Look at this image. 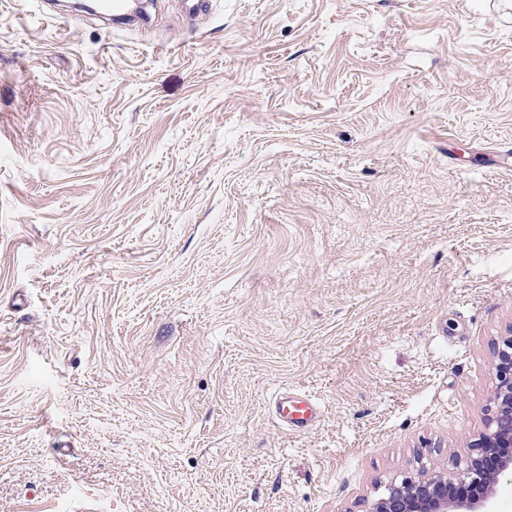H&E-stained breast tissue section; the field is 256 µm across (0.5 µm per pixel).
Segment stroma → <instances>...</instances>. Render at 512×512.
Masks as SVG:
<instances>
[{
  "mask_svg": "<svg viewBox=\"0 0 512 512\" xmlns=\"http://www.w3.org/2000/svg\"><path fill=\"white\" fill-rule=\"evenodd\" d=\"M180 2L0 0V512H364L496 391L512 0ZM275 413L290 430L305 433L322 415L320 405L306 395L284 392L275 400Z\"/></svg>",
  "mask_w": 512,
  "mask_h": 512,
  "instance_id": "1",
  "label": "stroma"
}]
</instances>
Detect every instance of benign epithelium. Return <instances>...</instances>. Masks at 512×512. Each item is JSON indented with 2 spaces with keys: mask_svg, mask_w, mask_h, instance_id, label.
Here are the masks:
<instances>
[{
  "mask_svg": "<svg viewBox=\"0 0 512 512\" xmlns=\"http://www.w3.org/2000/svg\"><path fill=\"white\" fill-rule=\"evenodd\" d=\"M498 386L483 431L452 468L392 480L365 512H508L498 498L512 478V329L493 343Z\"/></svg>",
  "mask_w": 512,
  "mask_h": 512,
  "instance_id": "1",
  "label": "benign epithelium"
}]
</instances>
